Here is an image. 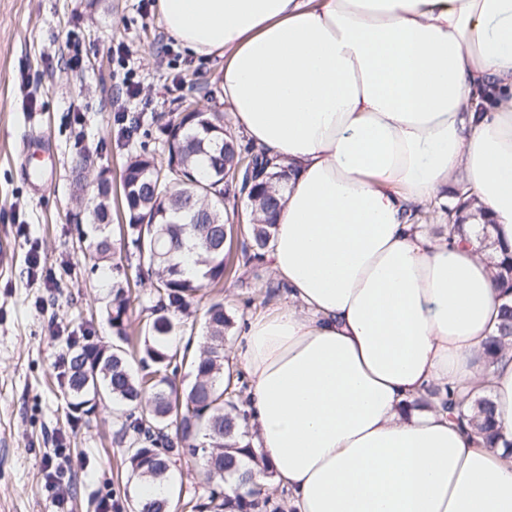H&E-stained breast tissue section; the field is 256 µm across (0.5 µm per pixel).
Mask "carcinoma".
<instances>
[{"label":"carcinoma","instance_id":"carcinoma-1","mask_svg":"<svg viewBox=\"0 0 512 512\" xmlns=\"http://www.w3.org/2000/svg\"><path fill=\"white\" fill-rule=\"evenodd\" d=\"M183 125L175 147L176 165L184 172L186 181L163 195L157 190L161 171L171 167V154L163 157L135 155L130 158L122 174V190L126 224L120 228V245L125 258L136 257L139 266H147V275L155 277L152 288L156 302L150 307L141 347V361L151 368L139 377L130 366L128 348L113 345L99 348L86 345L70 358L65 385L73 405L80 408L96 400L97 392L127 408L129 413L121 429L131 433L133 451L129 455L131 477L150 478L172 484L171 456L190 454L201 456L203 482L210 479V471L222 472L224 496L208 494L200 506L202 512H277L269 510V499L262 496V488L251 482L252 472L242 457L255 458L256 449L248 440L249 432L243 421L247 387L238 380L234 386L224 384V336L233 325L224 312V303L214 302L207 310L206 345L195 356L179 353L168 345L175 335V324L170 312H184L190 301L204 288H216L224 278L237 270L226 263V249L231 245L234 226L224 221V203L217 196L225 195L224 187L242 190L243 180H234V172L241 165L263 169L268 165L265 155L250 145L240 143L231 134L224 133V125L215 112H188L181 116ZM283 182L268 179L249 199V223L239 227L242 235V265L247 267L262 261L268 248L273 225L256 217L257 212L271 214L280 207ZM112 182L103 177L96 180L91 197L92 224L86 234L89 257L96 262H108L114 255L109 234ZM448 203L449 235L463 234L465 217L461 216L469 201L460 193ZM148 224H142L143 220ZM198 255L202 269L189 276L182 268L183 253ZM502 258L489 256L496 269L500 295L512 298V250L501 247ZM112 300L109 320L122 341H128L125 318L131 303L129 281L123 261L112 265ZM512 339V305L502 308L499 336L487 346L488 357ZM188 363L194 381L179 391L167 375L170 368ZM149 407L147 417H136L133 410ZM444 406L449 417L462 427L477 426L487 443L497 441L500 426L495 418V407L488 398L478 400L474 418L464 411V402L450 396ZM175 418L176 435L187 447H174L167 429L170 418ZM173 498L164 496L140 501L145 512H172Z\"/></svg>","mask_w":512,"mask_h":512}]
</instances>
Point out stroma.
<instances>
[{
  "label": "stroma",
  "instance_id": "1",
  "mask_svg": "<svg viewBox=\"0 0 512 512\" xmlns=\"http://www.w3.org/2000/svg\"><path fill=\"white\" fill-rule=\"evenodd\" d=\"M80 45V67L69 63ZM220 59L195 58L165 32L157 0H0V512H134L129 449L110 401L74 408L60 377L73 350L117 339L106 306L112 268H93L80 226L74 160L86 182L121 176L136 154L161 155L180 100L224 108ZM142 84L123 99L127 76ZM42 170L28 180L26 166ZM266 279H226L191 305L193 344L223 300L232 319L267 307ZM68 503L57 508L55 495Z\"/></svg>",
  "mask_w": 512,
  "mask_h": 512
}]
</instances>
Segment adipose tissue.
<instances>
[{"label":"adipose tissue","instance_id":"ef3b65f1","mask_svg":"<svg viewBox=\"0 0 512 512\" xmlns=\"http://www.w3.org/2000/svg\"><path fill=\"white\" fill-rule=\"evenodd\" d=\"M223 58L230 119L287 167L263 256L283 287L232 352L256 482L289 512H512V342L482 238L415 207L464 186L512 246V0H158ZM490 398L478 445L442 397Z\"/></svg>","mask_w":512,"mask_h":512}]
</instances>
